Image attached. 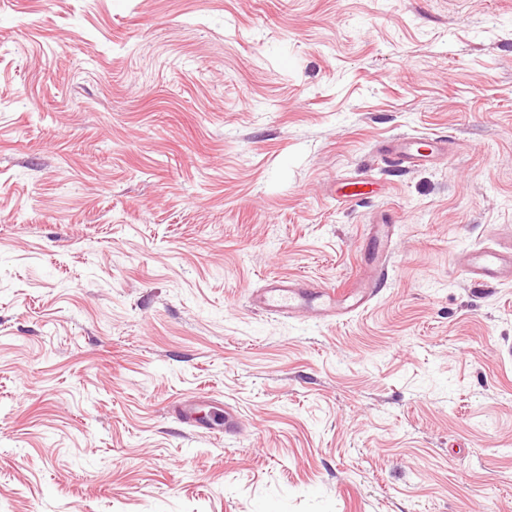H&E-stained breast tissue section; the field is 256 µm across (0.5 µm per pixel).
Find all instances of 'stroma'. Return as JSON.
<instances>
[{"label": "stroma", "mask_w": 512, "mask_h": 512, "mask_svg": "<svg viewBox=\"0 0 512 512\" xmlns=\"http://www.w3.org/2000/svg\"><path fill=\"white\" fill-rule=\"evenodd\" d=\"M511 228L512 0H0V512H512ZM428 148L427 151H421L422 145H419L416 139L411 140L408 137H403L395 140L386 148L389 159L399 164H412L418 160L428 159L433 157L438 151L439 141L424 145ZM392 225L376 224L372 238L378 248L372 260L364 267V274L351 284L324 288L288 277H272L263 288L250 296L255 307L270 313L292 316L309 311L315 316L342 317L368 304L386 282L387 270L379 253L391 241ZM460 270L473 281L512 279V240L508 248L470 251Z\"/></svg>", "instance_id": "obj_1"}]
</instances>
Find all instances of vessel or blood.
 Returning a JSON list of instances; mask_svg holds the SVG:
<instances>
[{
    "instance_id": "1",
    "label": "vessel or blood",
    "mask_w": 512,
    "mask_h": 512,
    "mask_svg": "<svg viewBox=\"0 0 512 512\" xmlns=\"http://www.w3.org/2000/svg\"><path fill=\"white\" fill-rule=\"evenodd\" d=\"M439 151L438 143L421 148L417 141L403 137L386 149L391 160L399 164H412ZM471 280L512 279V245L502 249L470 251L460 267ZM387 270L379 258L366 264L364 273L351 284L324 288L285 277L270 278L263 288L253 292L250 300L255 307L270 313L294 315L308 311L317 316L341 317L368 304L386 281Z\"/></svg>"
}]
</instances>
